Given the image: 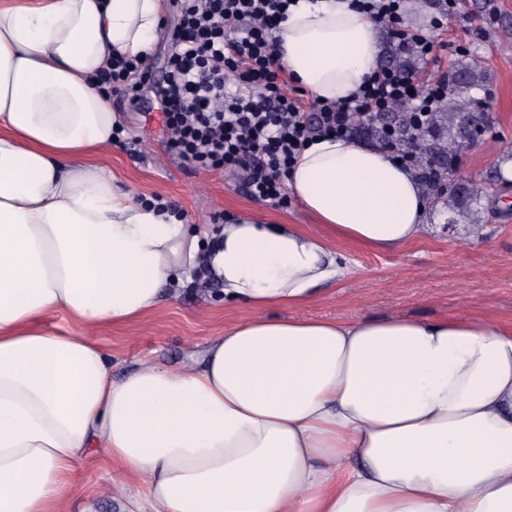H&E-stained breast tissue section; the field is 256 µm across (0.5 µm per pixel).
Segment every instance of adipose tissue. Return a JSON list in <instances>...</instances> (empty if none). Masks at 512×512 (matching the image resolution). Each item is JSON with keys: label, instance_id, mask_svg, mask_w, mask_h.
I'll use <instances>...</instances> for the list:
<instances>
[{"label": "adipose tissue", "instance_id": "adipose-tissue-1", "mask_svg": "<svg viewBox=\"0 0 512 512\" xmlns=\"http://www.w3.org/2000/svg\"><path fill=\"white\" fill-rule=\"evenodd\" d=\"M162 0H0V512H68L91 450L129 512H512V329L489 317L269 318L349 268L336 238L395 250L428 201L389 153L312 141L288 186L316 223L188 228L96 162L120 118L96 78L152 50ZM293 82L352 97L376 24L297 0ZM201 271L254 316L177 370L121 380L87 333L145 320ZM67 315L75 330L46 322Z\"/></svg>", "mask_w": 512, "mask_h": 512}]
</instances>
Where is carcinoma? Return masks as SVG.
<instances>
[{
  "label": "carcinoma",
  "mask_w": 512,
  "mask_h": 512,
  "mask_svg": "<svg viewBox=\"0 0 512 512\" xmlns=\"http://www.w3.org/2000/svg\"><path fill=\"white\" fill-rule=\"evenodd\" d=\"M413 64L414 53L410 47L398 44L391 49L387 66L408 70ZM484 83V72L474 60H456L448 72V98L417 131L413 143L414 169L419 180L434 198H445L451 215L485 198L483 191L471 189L461 181L448 185V176L455 172L459 153L469 147L474 126L487 124V100L475 96L484 90ZM410 132L409 113L396 112L391 120L381 118L360 126L354 135L391 147Z\"/></svg>",
  "instance_id": "carcinoma-1"
}]
</instances>
